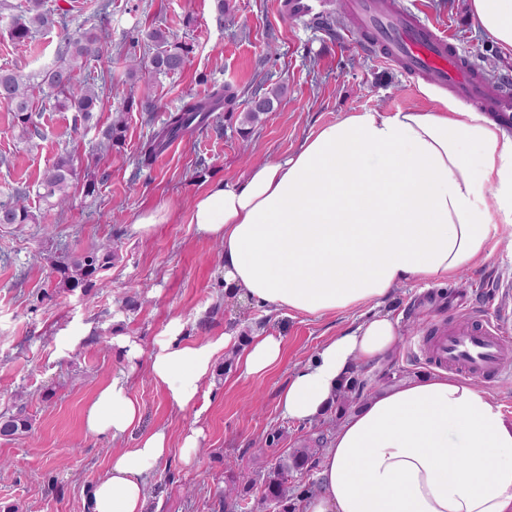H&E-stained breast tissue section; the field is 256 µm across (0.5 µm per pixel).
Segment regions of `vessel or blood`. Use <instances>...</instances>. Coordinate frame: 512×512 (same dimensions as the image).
Masks as SVG:
<instances>
[{
    "label": "vessel or blood",
    "mask_w": 512,
    "mask_h": 512,
    "mask_svg": "<svg viewBox=\"0 0 512 512\" xmlns=\"http://www.w3.org/2000/svg\"><path fill=\"white\" fill-rule=\"evenodd\" d=\"M359 25L346 40L362 41L377 60L395 63L447 85L475 109L512 117V90L489 93L470 69L450 36L437 27L408 18L401 26L379 12L372 0H349ZM427 363L468 378L503 379L512 375V340L503 336L496 320L481 315L449 322L434 347L424 348Z\"/></svg>",
    "instance_id": "vessel-or-blood-1"
}]
</instances>
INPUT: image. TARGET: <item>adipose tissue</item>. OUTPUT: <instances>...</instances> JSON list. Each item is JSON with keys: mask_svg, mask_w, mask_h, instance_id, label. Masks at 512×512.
<instances>
[{"mask_svg": "<svg viewBox=\"0 0 512 512\" xmlns=\"http://www.w3.org/2000/svg\"><path fill=\"white\" fill-rule=\"evenodd\" d=\"M498 53L512 59V0H467ZM431 111L346 113L284 158L211 182L191 203L198 236L221 242L226 287L274 312L322 317L382 303L410 282L447 284L488 261L512 228V132L440 96ZM401 318L377 314L327 338L282 389L284 417L308 420L402 342ZM228 336L180 339L170 328L150 374L179 409L194 407ZM282 340L252 336L244 374H265ZM142 411L124 379L84 413L89 434L122 438ZM171 438L159 428L113 453L86 512H146V489ZM303 512H512V423L488 390L445 370L368 396L324 451Z\"/></svg>", "mask_w": 512, "mask_h": 512, "instance_id": "ef3b65f1", "label": "adipose tissue"}]
</instances>
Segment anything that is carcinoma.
I'll list each match as a JSON object with an SVG mask.
<instances>
[{
    "label": "carcinoma",
    "mask_w": 512,
    "mask_h": 512,
    "mask_svg": "<svg viewBox=\"0 0 512 512\" xmlns=\"http://www.w3.org/2000/svg\"><path fill=\"white\" fill-rule=\"evenodd\" d=\"M43 0H28L25 15L18 18L10 29L12 40L25 45L31 38L33 29L53 23L52 14L43 10ZM151 43L152 53L149 61H131L127 74L136 80L150 85L160 75H170L180 71L192 52V45L176 41L161 28L146 33ZM97 36L91 31L76 30L68 32L59 47L60 63L46 71L41 84L54 97L58 108L73 111L82 119L92 117L100 103V96L94 85L78 81L88 58L96 52ZM30 85L23 75L0 70V102L7 104L14 112L19 137L32 138L37 129L32 124V100ZM284 87L279 86L266 92L255 90L251 93L247 111L242 124L253 125L261 120V115L271 112L280 102ZM237 92L229 84L216 88L207 98H191L180 108L170 112L163 125L141 146L137 155V165L150 167L170 142L193 135L209 123L212 114L221 109H230L235 105ZM125 124L122 116H117L102 130L100 150L107 153L124 141ZM74 154H59L46 170L42 181L41 197L45 200L56 199V205L63 207L70 202V188L77 176ZM101 180L96 173H84L81 191L86 198H95ZM35 216L23 203L17 201L11 206L0 208V224H31ZM112 263V251L105 245L90 247L79 252L66 251L53 262L56 286L68 292L79 291L88 294L100 284L101 272ZM31 429L29 418L23 408L17 411L6 409L0 412V436L14 437ZM319 449L304 445L293 448L280 457L261 482L259 500L277 509V512H295L290 503V478L293 474H302L316 464Z\"/></svg>",
    "instance_id": "1"
}]
</instances>
